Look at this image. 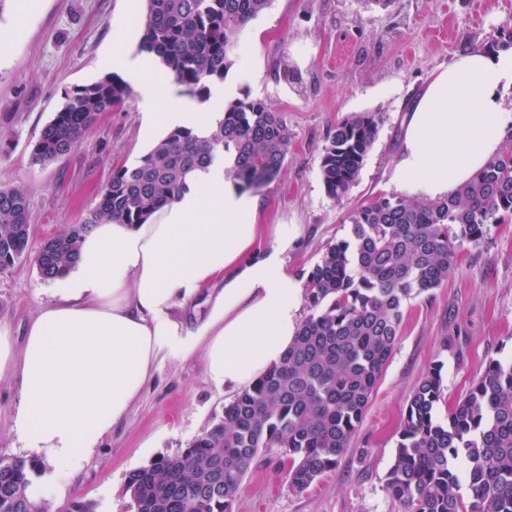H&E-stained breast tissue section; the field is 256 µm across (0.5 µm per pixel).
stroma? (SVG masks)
<instances>
[{"label": "stroma", "instance_id": "35a3bbf8", "mask_svg": "<svg viewBox=\"0 0 512 512\" xmlns=\"http://www.w3.org/2000/svg\"><path fill=\"white\" fill-rule=\"evenodd\" d=\"M146 0H0V187L22 188L31 232L28 256L0 273V324L21 341L30 317L51 298L34 258L44 242L79 223L99 198L113 164L135 163L157 142L144 132L142 89L99 113L66 155L39 165L32 148L74 87L111 74L112 54L138 55L130 37ZM512 25V0H393L388 10L361 0H272L239 36L224 79L227 99L264 101L280 113L292 143L276 179L257 193L263 224H297L288 255L296 276L326 246L350 236L349 213L393 179L405 121L428 82L456 55L484 48ZM294 77L287 80L283 69ZM361 112L381 116L376 140L348 196L330 199L320 161L336 123ZM512 359V222L463 243L447 283L410 299L398 343L335 470L304 491L289 487L278 449L261 453L235 512H404L384 490L408 401L433 361L443 364L447 413L490 360ZM17 383L0 381V456L21 450L12 433ZM230 397L208 379L201 353L161 361L128 414L63 481L60 500L82 498L98 512H126L130 472L173 454L222 415Z\"/></svg>", "mask_w": 512, "mask_h": 512}]
</instances>
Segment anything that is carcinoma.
I'll return each mask as SVG.
<instances>
[{
	"mask_svg": "<svg viewBox=\"0 0 512 512\" xmlns=\"http://www.w3.org/2000/svg\"><path fill=\"white\" fill-rule=\"evenodd\" d=\"M270 4L147 0L139 50L157 57L185 95L203 101L210 84L224 81L241 31ZM131 95L116 74L73 89L41 131L32 160L45 164L69 153L98 113ZM378 128L374 112L336 124L320 164L330 199H343L356 184ZM291 140L279 113L247 98L224 106L207 138L171 130L135 164L112 166L96 208L44 243L35 257L39 275L66 274L96 225L144 223L218 158H230L227 173L242 190L263 188L279 175ZM508 220L512 146L444 198L380 193L355 208L350 238L328 245L305 278L307 314L283 359L187 447L132 471L124 487L130 512H233L264 448L281 450L288 484L298 491L334 470L395 350L404 303L448 281L462 242H478L490 225ZM29 237L24 190L0 188V273L27 256ZM442 369L433 363L409 400L384 489L405 512H512V360L490 361L444 418ZM38 472L33 461L0 457V512H48L28 492ZM56 512L97 506L72 499Z\"/></svg>",
	"mask_w": 512,
	"mask_h": 512,
	"instance_id": "carcinoma-1",
	"label": "carcinoma"
}]
</instances>
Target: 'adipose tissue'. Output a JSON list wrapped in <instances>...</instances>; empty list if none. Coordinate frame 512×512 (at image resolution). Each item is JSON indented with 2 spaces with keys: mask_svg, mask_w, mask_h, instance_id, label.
Wrapping results in <instances>:
<instances>
[{
  "mask_svg": "<svg viewBox=\"0 0 512 512\" xmlns=\"http://www.w3.org/2000/svg\"><path fill=\"white\" fill-rule=\"evenodd\" d=\"M112 62L144 86L146 130L162 123L206 136L222 120L223 91L201 105L175 85H149V54ZM509 87L512 47L466 51L435 74L407 116L395 168L407 196H447L502 150L512 132ZM161 101L169 111L154 112ZM298 235L295 224H260L257 202L219 160L145 223L97 225L74 268L54 279L22 343L0 325V379L20 382L11 429L27 457L59 473L77 468L167 356L202 351L209 380L228 392L259 380L299 328L303 288L287 261ZM204 292L210 313L185 332L175 311Z\"/></svg>",
  "mask_w": 512,
  "mask_h": 512,
  "instance_id": "ef3b65f1",
  "label": "adipose tissue"
}]
</instances>
